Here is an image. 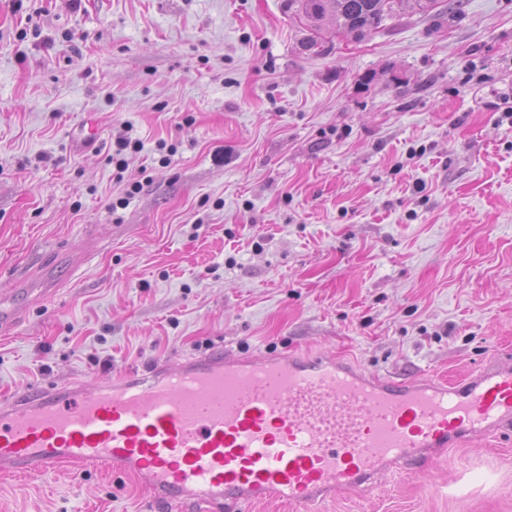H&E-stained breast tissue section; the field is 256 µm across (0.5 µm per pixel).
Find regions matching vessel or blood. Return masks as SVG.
I'll use <instances>...</instances> for the list:
<instances>
[{"label":"vessel or blood","mask_w":512,"mask_h":512,"mask_svg":"<svg viewBox=\"0 0 512 512\" xmlns=\"http://www.w3.org/2000/svg\"><path fill=\"white\" fill-rule=\"evenodd\" d=\"M56 292L37 275L1 289L0 330ZM501 434H512L508 358L446 382L357 371L330 354L217 352L1 400L0 475L42 480L70 464L134 477L154 500L201 512L301 508Z\"/></svg>","instance_id":"1"}]
</instances>
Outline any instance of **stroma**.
<instances>
[{
	"label": "stroma",
	"instance_id": "35a3bbf8",
	"mask_svg": "<svg viewBox=\"0 0 512 512\" xmlns=\"http://www.w3.org/2000/svg\"><path fill=\"white\" fill-rule=\"evenodd\" d=\"M308 35L287 0H0V285H61L0 334V398L219 349L450 378L512 351V0ZM318 509L512 512V436ZM0 512L153 510L67 465L0 476ZM115 147V149H113ZM112 147V156L111 160L117 165L120 171H124L127 167V161L125 156L128 153H137L142 149L141 141L138 139L132 140L130 137L125 134H120L115 137L113 141Z\"/></svg>",
	"mask_w": 512,
	"mask_h": 512
}]
</instances>
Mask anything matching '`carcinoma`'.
<instances>
[{
  "instance_id": "cac0c4a2",
  "label": "carcinoma",
  "mask_w": 512,
  "mask_h": 512,
  "mask_svg": "<svg viewBox=\"0 0 512 512\" xmlns=\"http://www.w3.org/2000/svg\"><path fill=\"white\" fill-rule=\"evenodd\" d=\"M293 5L310 31L308 49L323 55L330 49L326 34L334 28L362 38L385 28L386 21L407 9L428 14L439 5L444 11L453 12L460 8V0H288V6Z\"/></svg>"
}]
</instances>
